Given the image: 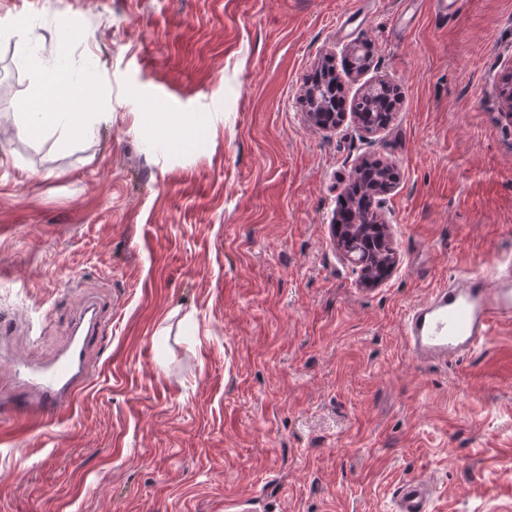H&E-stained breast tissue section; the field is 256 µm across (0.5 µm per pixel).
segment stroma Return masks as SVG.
Listing matches in <instances>:
<instances>
[{
	"label": "stroma",
	"mask_w": 512,
	"mask_h": 512,
	"mask_svg": "<svg viewBox=\"0 0 512 512\" xmlns=\"http://www.w3.org/2000/svg\"><path fill=\"white\" fill-rule=\"evenodd\" d=\"M48 59L84 137L18 136L0 94V314L14 351L62 346L110 302L94 375L59 424L0 441V512H434L512 497V327L447 364L407 354L408 308L512 257V0H0ZM400 101L381 132L310 125L300 91L354 44ZM399 263L363 288L329 221L359 160ZM432 491L421 478H411L402 482L392 496L393 512H429Z\"/></svg>",
	"instance_id": "1"
}]
</instances>
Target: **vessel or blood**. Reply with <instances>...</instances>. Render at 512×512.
<instances>
[{
  "instance_id": "obj_1",
  "label": "vessel or blood",
  "mask_w": 512,
  "mask_h": 512,
  "mask_svg": "<svg viewBox=\"0 0 512 512\" xmlns=\"http://www.w3.org/2000/svg\"><path fill=\"white\" fill-rule=\"evenodd\" d=\"M105 322L99 305L87 302L69 340L52 357L0 358L11 380L10 389L0 391V423L21 421L37 429L63 421L93 375L91 351ZM511 322L512 262L491 258L412 305L401 334L416 361L445 363L474 354L488 344L497 325ZM431 497L425 480L408 479L392 496V512H430Z\"/></svg>"
}]
</instances>
